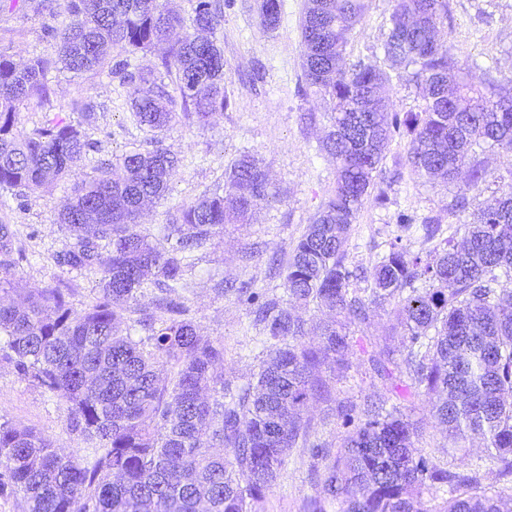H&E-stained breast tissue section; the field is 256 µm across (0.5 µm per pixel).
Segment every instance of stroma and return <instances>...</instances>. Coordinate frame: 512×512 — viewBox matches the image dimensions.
I'll return each instance as SVG.
<instances>
[{
	"instance_id": "1",
	"label": "stroma",
	"mask_w": 512,
	"mask_h": 512,
	"mask_svg": "<svg viewBox=\"0 0 512 512\" xmlns=\"http://www.w3.org/2000/svg\"><path fill=\"white\" fill-rule=\"evenodd\" d=\"M365 14L345 51L346 63L363 61L382 64V46L388 35L392 0H366ZM223 20L215 38L224 50V73L230 106L210 118L206 126L177 118L167 129L152 131L135 124L130 110L132 86L106 74L87 73L71 78L66 72L48 76L49 100L41 107L31 105L20 112V125L32 129L45 113L71 124H84L90 139L98 142L96 152L83 161L76 176L57 181L23 200L8 199L0 205V222L16 225L25 235L31 255L22 269L28 286L58 285L71 291L75 309L86 307L96 294L98 278L93 274L67 272L50 260L66 239L55 224L58 210L71 196L77 181L95 175L97 167L112 162L131 147L162 146L180 158L166 197L149 203L140 219L142 230H154L168 223L180 206L202 194L222 190L224 170L242 153L254 155L267 172L275 198L259 204L245 224H228L223 234L200 249L184 280V295L202 336L224 342V377L234 384L252 380L262 358L260 333L233 294H219L215 283L248 281L254 288L274 296L284 295L283 269L305 227L327 198L336 182V165L318 152V141L328 129L329 101L305 92L302 80L301 27L306 0H282L275 30L264 31L258 24L256 0H220ZM65 0H20L17 7L0 6V48L15 60L36 55H54L56 45L47 38L48 27L67 19ZM451 21L440 32L450 46L453 61L475 85L495 83L498 93L512 95V0H448ZM385 105L391 112H415L424 104L411 70L390 73ZM87 98L95 104L91 122H84L74 102ZM315 113V122L305 120ZM408 142L396 139L383 161V172L400 171L399 182L388 191L380 205L366 199L348 241V266L369 265L377 253L394 239H401L411 252L426 251L415 235L402 233L397 215H441L442 235L462 239V224L471 222L474 211L492 203L503 184L512 182V153L489 150L476 159L484 172L479 189L467 187L466 177L451 183L432 182L414 173L406 162ZM467 194L468 211L450 208L454 197ZM394 304L373 307L369 324L349 328L353 346L351 367L337 383L334 398H317L309 403L306 416L311 422L309 439L337 446L343 429L336 417L337 400L347 398L363 403L383 392L369 357L376 344L388 342L394 351L403 349V331L394 317ZM401 410L421 428L419 449L439 464L459 467L460 463L494 462L476 440L459 444L463 458L450 457L453 440L436 427L427 399L402 401ZM0 417L34 428L49 437L63 453L82 448L84 442L67 426L66 413L32 382L19 377L0 363ZM314 460L308 449H290L280 475L257 506L258 512H306L308 501L321 488L309 472Z\"/></svg>"
}]
</instances>
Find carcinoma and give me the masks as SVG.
<instances>
[{"label": "carcinoma", "instance_id": "1", "mask_svg": "<svg viewBox=\"0 0 512 512\" xmlns=\"http://www.w3.org/2000/svg\"><path fill=\"white\" fill-rule=\"evenodd\" d=\"M70 21L50 28L57 54L20 65L0 50V195L18 199L73 172L96 143L80 126L54 116L27 131L20 105L47 97L50 72L79 76L108 71L152 94L131 100L136 124L162 131L176 118L203 123L229 105L224 50L201 31L221 23L216 0H195L193 31L172 0H66ZM384 43L388 67H414L423 91L417 112L379 105L390 75L378 65L343 64L365 0H309L302 26L306 89L332 103L321 150L336 159V185L307 224L284 265L289 305L247 283H226L254 314L266 338L255 380L224 382V342L197 332L179 292L186 258L245 220L272 197L268 176L250 153L224 172L222 191L183 206L153 238L139 229L147 200L169 190L177 158L155 147L130 149L78 184L56 224L67 238L53 254L70 272L99 275L97 295L78 311L69 288H25L28 261L13 225L0 223V293L24 292V304H0V361L63 402L67 424L86 443L65 455L40 432L0 421V500L21 499L26 512H254L276 481L288 450L307 444L310 401L329 397L334 364L349 369L348 325L369 319L370 307L396 300L404 332L402 360L386 348L371 355L374 374L399 398L428 397L448 437H477L495 451L497 478L512 476V183L493 207L464 225L463 243L438 239L440 220L402 212L401 230L420 223L426 257L399 241L370 267L346 265V243L364 200L378 190L390 144L408 139L407 163L427 176L454 180L477 151L512 152V98L474 89L453 67L438 33L447 0H393ZM281 0H259V25L277 27ZM153 51L158 64L143 70L131 56ZM120 60L112 61V53ZM162 296L151 312L134 308L149 286ZM331 313L315 344L304 340L295 306ZM138 313L132 318L130 314ZM170 365L166 377L159 364ZM387 399L358 406L340 401L346 429L340 450L311 444L312 475L323 496L309 512H426L425 491L448 488L444 512H508L505 491L477 469L441 467L415 448L417 429Z\"/></svg>", "mask_w": 512, "mask_h": 512}]
</instances>
